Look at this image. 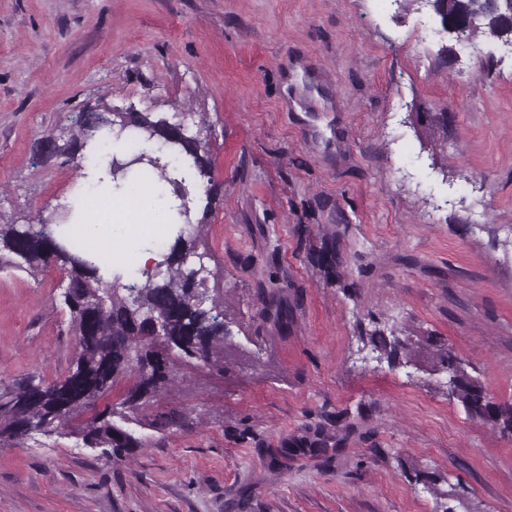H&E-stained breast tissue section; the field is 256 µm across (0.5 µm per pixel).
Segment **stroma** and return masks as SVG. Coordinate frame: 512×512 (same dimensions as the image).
<instances>
[{
	"mask_svg": "<svg viewBox=\"0 0 512 512\" xmlns=\"http://www.w3.org/2000/svg\"><path fill=\"white\" fill-rule=\"evenodd\" d=\"M106 108L200 132L206 286L260 362L181 368L119 457L0 444V512H512V434L430 358L451 348L512 404L505 40L462 45L420 0H0L1 223H69L84 172L54 147ZM274 261L284 327L260 295ZM63 275L0 266V383L68 374ZM393 325L423 360L363 348Z\"/></svg>",
	"mask_w": 512,
	"mask_h": 512,
	"instance_id": "1",
	"label": "stroma"
}]
</instances>
